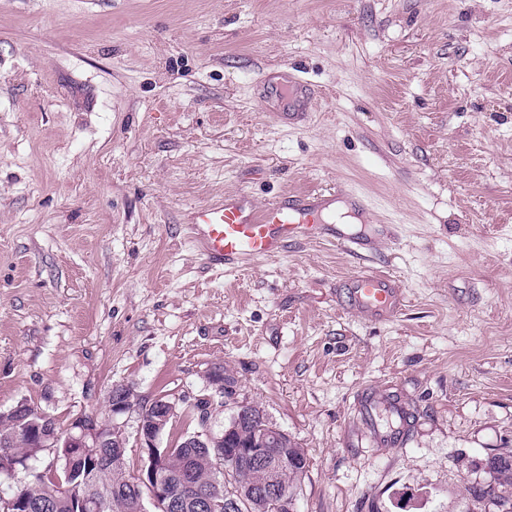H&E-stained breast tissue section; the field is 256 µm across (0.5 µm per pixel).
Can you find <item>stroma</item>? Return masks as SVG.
Wrapping results in <instances>:
<instances>
[{
  "mask_svg": "<svg viewBox=\"0 0 512 512\" xmlns=\"http://www.w3.org/2000/svg\"><path fill=\"white\" fill-rule=\"evenodd\" d=\"M343 183L356 253L214 268L186 226ZM363 268L394 318L342 305ZM219 365L303 449L295 512H500L473 492L512 451V0H0V409L64 428ZM343 288L346 306L368 319L393 318L404 305L401 286L385 272L358 271L346 278Z\"/></svg>",
  "mask_w": 512,
  "mask_h": 512,
  "instance_id": "35a3bbf8",
  "label": "stroma"
}]
</instances>
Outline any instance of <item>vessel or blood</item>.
Instances as JSON below:
<instances>
[{
	"label": "vessel or blood",
	"mask_w": 512,
	"mask_h": 512,
	"mask_svg": "<svg viewBox=\"0 0 512 512\" xmlns=\"http://www.w3.org/2000/svg\"><path fill=\"white\" fill-rule=\"evenodd\" d=\"M340 201L358 212L368 207L348 189L291 195L262 205L239 193L194 208L188 215V229L209 263L217 267L279 254L298 236L327 235L349 249H363L362 239L330 221ZM344 302L362 317L387 320L401 310L404 294L391 275L361 270L346 278Z\"/></svg>",
	"instance_id": "1"
}]
</instances>
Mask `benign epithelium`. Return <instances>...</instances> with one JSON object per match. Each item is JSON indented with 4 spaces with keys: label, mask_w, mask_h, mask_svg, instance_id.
Wrapping results in <instances>:
<instances>
[{
    "label": "benign epithelium",
    "mask_w": 512,
    "mask_h": 512,
    "mask_svg": "<svg viewBox=\"0 0 512 512\" xmlns=\"http://www.w3.org/2000/svg\"><path fill=\"white\" fill-rule=\"evenodd\" d=\"M207 386L211 393L199 399L206 402V412L199 413L198 426L184 430L179 435L183 442L162 444V439L170 424L179 416L178 408L184 404L193 407L197 398L187 396L170 399L158 396L150 403L141 404L135 390L125 384L115 385L107 396L106 416L97 414L81 415L72 420L66 430L54 433L42 432L32 427L15 430L6 440L0 441V473L17 477L19 471L30 473L28 458L16 455L11 450L17 438L24 436L31 444L30 456L34 457L43 449H69L70 463L53 470L55 478H64L66 488L85 483L103 472L98 449H112V460L123 461L128 442L124 416L136 415V442L145 454L142 465L135 472H124V482L137 493L141 512H180L193 505L202 512H230L236 505V498L251 497L256 500L259 512L273 509V512H294V496L288 488L279 484L282 472L288 470L293 456L288 454V446L293 444L288 433L269 421H264L263 434L248 441L242 448H227L225 441L234 438L238 428L252 420L249 405L238 400V381L228 378L222 367H213L206 373ZM231 410L230 426L215 432L210 427V419L218 410ZM208 448L212 463L218 470L243 471L252 465L261 464L266 468L270 494L256 492L248 484L237 485L235 497L212 494L193 482L192 467L179 468L180 487L173 489L167 480V473L174 463L171 448ZM153 510H148L146 505ZM75 505L78 512H100L101 503L96 497L77 493ZM31 504L27 497L15 492L0 498V512H30Z\"/></svg>",
    "instance_id": "benign-epithelium-1"
}]
</instances>
